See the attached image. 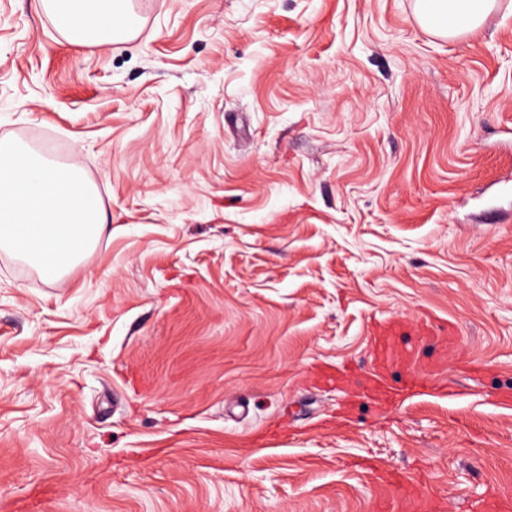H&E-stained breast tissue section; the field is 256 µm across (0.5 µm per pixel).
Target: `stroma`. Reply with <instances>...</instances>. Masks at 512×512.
<instances>
[{"instance_id": "35a3bbf8", "label": "stroma", "mask_w": 512, "mask_h": 512, "mask_svg": "<svg viewBox=\"0 0 512 512\" xmlns=\"http://www.w3.org/2000/svg\"><path fill=\"white\" fill-rule=\"evenodd\" d=\"M413 5L130 0L97 47L0 0V137L107 217L58 282L0 249V512L512 499V0ZM389 322L428 388L379 407ZM420 23L430 32L456 37L482 25L495 0H417Z\"/></svg>"}]
</instances>
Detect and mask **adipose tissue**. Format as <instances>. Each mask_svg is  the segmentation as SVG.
Listing matches in <instances>:
<instances>
[{
  "label": "adipose tissue",
  "mask_w": 512,
  "mask_h": 512,
  "mask_svg": "<svg viewBox=\"0 0 512 512\" xmlns=\"http://www.w3.org/2000/svg\"><path fill=\"white\" fill-rule=\"evenodd\" d=\"M58 28L72 41L99 47L134 26L127 0H42ZM495 0H417L420 23L430 32L452 38L482 25Z\"/></svg>",
  "instance_id": "ef3b65f1"
}]
</instances>
